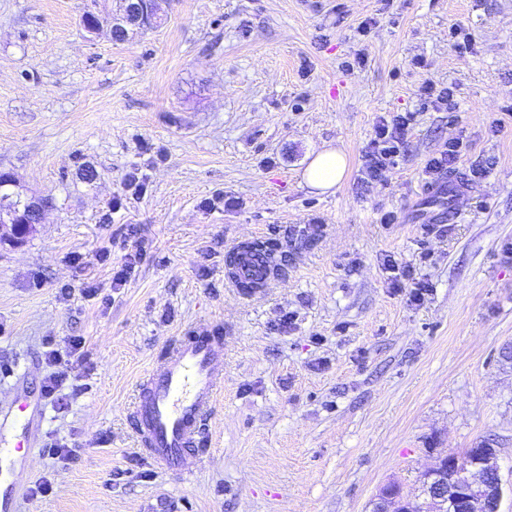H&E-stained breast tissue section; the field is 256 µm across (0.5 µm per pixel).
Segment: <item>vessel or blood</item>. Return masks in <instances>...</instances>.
Listing matches in <instances>:
<instances>
[{"instance_id":"vessel-or-blood-1","label":"vessel or blood","mask_w":512,"mask_h":512,"mask_svg":"<svg viewBox=\"0 0 512 512\" xmlns=\"http://www.w3.org/2000/svg\"><path fill=\"white\" fill-rule=\"evenodd\" d=\"M223 385L224 341L204 326L177 341L143 379L133 405L134 427L159 470L192 472L205 444L206 418ZM38 413L24 398L12 417H0V512L14 510L17 464L33 448Z\"/></svg>"}]
</instances>
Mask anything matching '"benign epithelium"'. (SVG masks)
<instances>
[{"label": "benign epithelium", "instance_id": "benign-epithelium-1", "mask_svg": "<svg viewBox=\"0 0 512 512\" xmlns=\"http://www.w3.org/2000/svg\"><path fill=\"white\" fill-rule=\"evenodd\" d=\"M123 12L112 19L111 31L129 35L131 28L145 27V18L153 10L155 0H123ZM43 205L28 196L12 176L0 181V244L8 242L18 248L41 223ZM500 459L494 443L484 442L465 457L452 454L439 456L437 466L421 473L418 502L413 504L397 483L382 487L372 502V512H456L463 503L469 512H499L502 480L485 481L489 472L500 473Z\"/></svg>", "mask_w": 512, "mask_h": 512}]
</instances>
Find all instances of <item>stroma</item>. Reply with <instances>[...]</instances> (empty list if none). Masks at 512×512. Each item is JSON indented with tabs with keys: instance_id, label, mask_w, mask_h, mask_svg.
Returning <instances> with one entry per match:
<instances>
[{
	"instance_id": "obj_1",
	"label": "stroma",
	"mask_w": 512,
	"mask_h": 512,
	"mask_svg": "<svg viewBox=\"0 0 512 512\" xmlns=\"http://www.w3.org/2000/svg\"><path fill=\"white\" fill-rule=\"evenodd\" d=\"M120 6L0 0V172L47 204L0 247V410L43 407L15 512H370L483 438L512 512V0H158L116 42ZM401 112L396 166L364 182ZM456 138L455 198L432 197L425 166ZM328 148L347 171L320 194L302 173ZM267 238L286 272L244 298L224 258ZM204 322L224 387L193 475L163 472L132 404ZM74 338L60 407L49 343ZM413 115L398 113L390 120L381 118L375 125V136L366 151L363 163L364 179L380 180L383 173L395 167L396 157L404 147Z\"/></svg>"
}]
</instances>
